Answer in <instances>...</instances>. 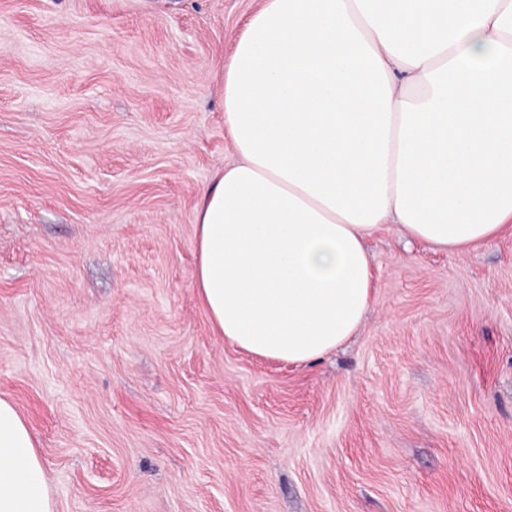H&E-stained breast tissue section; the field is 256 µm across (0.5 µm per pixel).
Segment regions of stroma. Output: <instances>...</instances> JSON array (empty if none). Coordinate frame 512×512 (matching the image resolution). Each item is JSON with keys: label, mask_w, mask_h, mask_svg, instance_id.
<instances>
[{"label": "stroma", "mask_w": 512, "mask_h": 512, "mask_svg": "<svg viewBox=\"0 0 512 512\" xmlns=\"http://www.w3.org/2000/svg\"><path fill=\"white\" fill-rule=\"evenodd\" d=\"M262 3L0 0V398L55 512H512L511 232L384 225L361 326L307 366L199 301L217 85Z\"/></svg>", "instance_id": "35a3bbf8"}]
</instances>
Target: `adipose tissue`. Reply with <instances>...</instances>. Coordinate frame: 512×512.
<instances>
[{
	"mask_svg": "<svg viewBox=\"0 0 512 512\" xmlns=\"http://www.w3.org/2000/svg\"><path fill=\"white\" fill-rule=\"evenodd\" d=\"M220 90L238 160L196 204L195 287L257 357L355 333L381 225L456 253L512 226V0H263ZM0 512H54L3 398Z\"/></svg>",
	"mask_w": 512,
	"mask_h": 512,
	"instance_id": "obj_1",
	"label": "adipose tissue"
}]
</instances>
